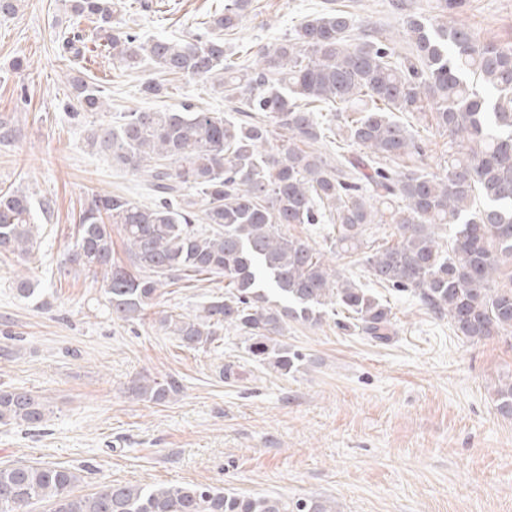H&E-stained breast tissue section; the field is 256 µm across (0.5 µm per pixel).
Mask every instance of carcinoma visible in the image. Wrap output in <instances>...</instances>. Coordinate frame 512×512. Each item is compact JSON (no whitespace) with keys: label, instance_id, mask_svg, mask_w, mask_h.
Segmentation results:
<instances>
[{"label":"carcinoma","instance_id":"1","mask_svg":"<svg viewBox=\"0 0 512 512\" xmlns=\"http://www.w3.org/2000/svg\"><path fill=\"white\" fill-rule=\"evenodd\" d=\"M465 2L443 0L436 16H407L405 56L375 28L352 38L353 15L328 7L249 64L224 36L252 0H224L205 22L207 36L190 41L141 40L118 20L122 0H65L71 14L96 23L94 41L112 64L209 82L243 113L229 119L184 105L133 109L100 123L88 145L148 172L154 202L92 195L65 266L102 275L108 313L120 322L139 318L175 281L224 279V295L192 316H160L159 328L192 350L232 329L253 361L283 376L303 356L277 337L290 321L321 323L329 308L344 315V328L376 344L392 340V308L339 269L353 256L376 283L418 298L459 336L479 342L512 334V45L482 42L456 24ZM86 50L79 35L62 40L70 61L84 60ZM73 99L75 119L109 108L93 82L76 83ZM426 100L448 134V159L440 172L422 174L394 165L425 152L395 113L420 112ZM338 118L348 146L360 150L354 159L330 161L311 149ZM382 223L393 226L397 242L370 244L367 231ZM114 224L128 267L112 261ZM290 224L336 226L331 257L288 235ZM40 229L23 190L0 191V256L32 254ZM13 288L29 299L39 283L18 275ZM179 391L172 377L134 384L141 400L156 404ZM496 408L512 416V379L498 386ZM48 413L42 397L0 387V425L37 427ZM79 480L64 467L0 466V512L36 505L47 512H335L317 498L244 497L209 486L105 483L77 496Z\"/></svg>","mask_w":512,"mask_h":512}]
</instances>
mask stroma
<instances>
[{"mask_svg": "<svg viewBox=\"0 0 512 512\" xmlns=\"http://www.w3.org/2000/svg\"><path fill=\"white\" fill-rule=\"evenodd\" d=\"M257 2L232 46L270 45L328 0ZM344 2L360 28L383 27L397 53L408 52L390 0ZM125 4L122 21L142 39H184L201 33L224 0ZM457 20L481 40L512 43V0H466ZM93 29L62 0H21L16 15L0 17V121L15 131L0 143V190L20 187L54 208L29 261L0 258V351H10L0 354V385L25 388L52 410L35 428L0 426V466L69 468L81 476L79 495L103 482L198 484L328 499L336 512H512V417L495 407L499 382L512 377V334L469 341L416 298L383 288L395 315L389 344L340 329L331 314L317 326L293 322L281 342L304 361L281 376L248 361L235 332L193 351L160 330V312L194 314L223 295V284L163 288L155 306L127 324L110 319L101 278L63 270L88 197L151 200L142 173L88 146L99 119L69 116L71 80L102 84L115 113L191 104L234 115L219 89L189 77L171 79L164 97L144 98L143 73L113 67L92 46ZM74 30L89 43L76 65L59 54L62 35ZM407 122L428 144L418 167L438 171L447 135L427 111ZM21 273L39 280L36 298L16 295ZM228 363L239 373L221 378ZM142 375L175 378L181 390L160 404L140 401L128 387Z\"/></svg>", "mask_w": 512, "mask_h": 512, "instance_id": "1", "label": "stroma"}]
</instances>
